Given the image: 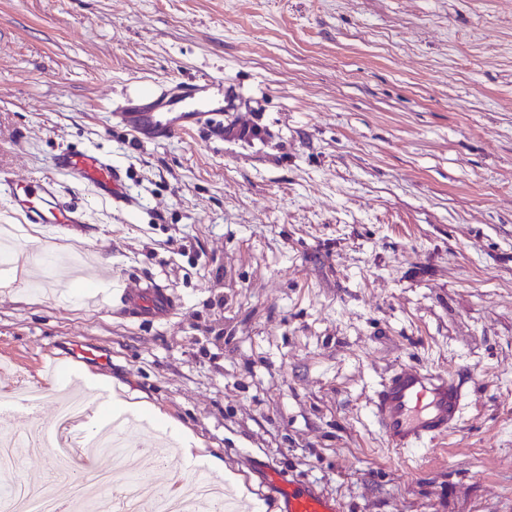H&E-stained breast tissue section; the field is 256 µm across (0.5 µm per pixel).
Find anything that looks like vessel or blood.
Returning <instances> with one entry per match:
<instances>
[{
  "mask_svg": "<svg viewBox=\"0 0 512 512\" xmlns=\"http://www.w3.org/2000/svg\"><path fill=\"white\" fill-rule=\"evenodd\" d=\"M116 115L143 142L191 129L220 128L224 125V82L206 74L173 78L127 95ZM60 175L90 186L98 198L113 206L131 209L137 205L126 190L122 170L109 157L78 147L58 151L51 159L48 176L1 179L0 194L7 196L22 223L42 225L51 233L60 228H80L87 224V214L61 193L56 182ZM121 296L138 317L163 319L174 306L167 290L153 282L135 291H122ZM462 400V388L454 379L407 364L396 369L377 391L374 415L388 446L402 453L454 428ZM87 420V415H80L62 430L70 458L83 455ZM268 476L279 489L286 512H335L328 498L288 473L272 467Z\"/></svg>",
  "mask_w": 512,
  "mask_h": 512,
  "instance_id": "obj_1",
  "label": "vessel or blood"
}]
</instances>
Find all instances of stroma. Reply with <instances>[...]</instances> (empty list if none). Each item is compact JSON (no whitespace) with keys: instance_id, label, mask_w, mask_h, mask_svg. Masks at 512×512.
<instances>
[{"instance_id":"obj_1","label":"stroma","mask_w":512,"mask_h":512,"mask_svg":"<svg viewBox=\"0 0 512 512\" xmlns=\"http://www.w3.org/2000/svg\"><path fill=\"white\" fill-rule=\"evenodd\" d=\"M202 73L223 132L146 144L113 116ZM73 145L138 206L60 178L89 216L71 242L0 195V273L31 270L0 286V396L48 361L108 377L241 476L243 512H283L261 460L341 512H512V0H0V177ZM148 280L167 318L125 309ZM403 364L464 389L420 456L370 414ZM145 445L134 491L190 480Z\"/></svg>"}]
</instances>
